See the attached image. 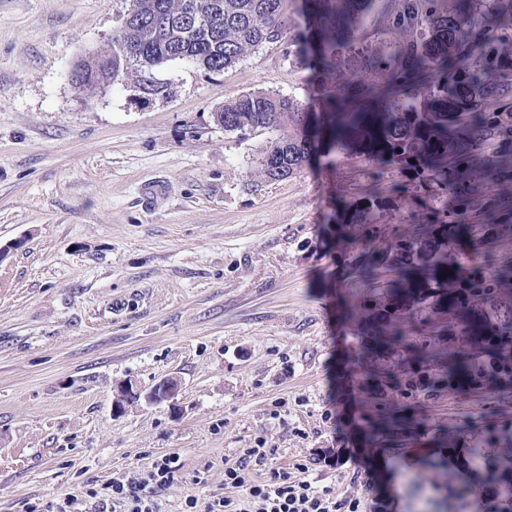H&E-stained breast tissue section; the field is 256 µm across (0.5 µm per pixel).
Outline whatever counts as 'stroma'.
Masks as SVG:
<instances>
[{
	"label": "stroma",
	"mask_w": 512,
	"mask_h": 512,
	"mask_svg": "<svg viewBox=\"0 0 512 512\" xmlns=\"http://www.w3.org/2000/svg\"><path fill=\"white\" fill-rule=\"evenodd\" d=\"M400 0L364 19V45L393 50ZM131 0H0V512H98L111 484L166 454L182 468L160 498L224 493V463L265 439L274 466L368 512H448L442 478L464 460L459 429L512 427V382L440 388L408 402L413 438L394 452L374 426L387 404L357 365L369 299L351 277L350 222L381 188L382 240L456 224L452 196L353 150L287 179L262 165L268 130L228 132L225 103L269 91L320 109L323 87L290 37L210 73L184 61L83 87L82 58L108 54ZM468 221L512 224V160L472 151ZM180 383L173 403L114 407L126 383Z\"/></svg>",
	"instance_id": "stroma-1"
}]
</instances>
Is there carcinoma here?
Wrapping results in <instances>:
<instances>
[{
  "label": "carcinoma",
  "mask_w": 512,
  "mask_h": 512,
  "mask_svg": "<svg viewBox=\"0 0 512 512\" xmlns=\"http://www.w3.org/2000/svg\"><path fill=\"white\" fill-rule=\"evenodd\" d=\"M290 0H132L131 19L114 35L112 67L93 58L72 69L77 85H110L131 67L180 60L220 72L247 52L282 39ZM391 33L392 55L369 54L364 69L380 80L356 81L340 70L341 57L362 38L365 14L385 0H302L305 27L297 53L335 79L322 101L323 132L330 148L357 141L389 165L414 170L457 197L463 235L457 243L480 252L512 237V224H467L472 147L492 139L512 152V13L501 0L476 12L479 0H461L450 14L445 0H402ZM123 41L132 53L115 52ZM428 84V97L411 88ZM224 130L281 132L264 153L273 179L302 168L317 147L307 134L309 116L301 102L272 92H253L218 112ZM363 210L353 214L367 247L354 259L353 278L372 289L366 357L373 386L385 395L416 398L443 384L449 390L480 393L496 379L512 380V265L487 275L457 274L448 248V225L413 224L407 234L376 248L379 231L372 213L382 205L372 187ZM444 279H439V275ZM440 320L426 336L415 322ZM385 443L403 444L409 426L390 416L378 427ZM472 472L500 488L490 512H512V435L493 451L475 440L467 448Z\"/></svg>",
  "instance_id": "1"
}]
</instances>
